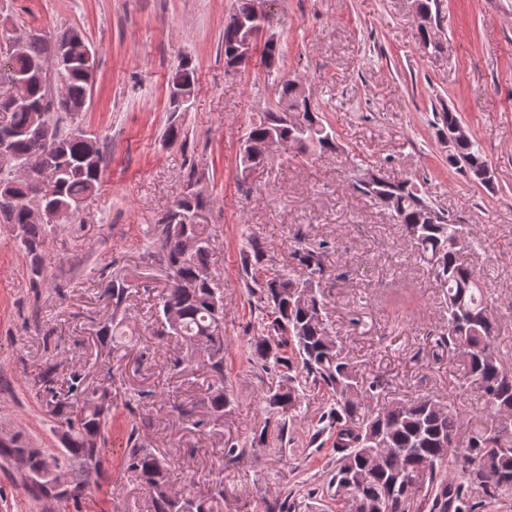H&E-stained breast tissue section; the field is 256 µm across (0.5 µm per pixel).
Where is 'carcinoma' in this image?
I'll list each match as a JSON object with an SVG mask.
<instances>
[{
    "instance_id": "cac0c4a2",
    "label": "carcinoma",
    "mask_w": 512,
    "mask_h": 512,
    "mask_svg": "<svg viewBox=\"0 0 512 512\" xmlns=\"http://www.w3.org/2000/svg\"><path fill=\"white\" fill-rule=\"evenodd\" d=\"M252 0H237L224 21V63L231 61L240 34L239 21L248 17ZM20 48L0 57V71L9 82L27 86L24 107L9 106L0 98V112L8 113L14 136L8 145L11 167L0 169V223L17 229V237L30 258L34 286L42 277L41 251L55 222L35 221L31 207L39 203L50 210L79 211L100 184L104 157L99 140L77 128L63 132L59 117L85 110L91 92L81 65L49 74L33 69L49 44L41 36L20 38ZM424 52H443L435 33L421 30ZM281 45H263L262 62L268 72L278 69ZM172 83L195 85L194 70L180 63ZM277 104L252 123L246 140L274 138L286 150L306 154L336 151V135L323 122L314 102L301 97L293 80L276 86ZM438 132L444 136L461 125L457 113H439ZM33 155L54 176L49 199L33 195L19 179L22 165ZM448 165L464 170L470 180L489 186L486 156L469 134L458 138L448 152ZM193 179L173 208L154 225L149 247L169 270L170 279L156 319L157 336H179L204 349L208 369L224 374V295L210 271V244L202 238L190 216L204 205L194 193ZM353 190L368 196L392 213L404 227L421 258L434 267L445 290L448 329L439 343L459 355L466 379L482 400V412L468 422L438 399L423 395L407 401L373 404L383 384L366 381L341 355L323 318L324 302L318 287L327 269V245L299 243L294 259L295 275L276 267L262 277L250 272L254 308L266 312L254 355L268 375L262 401L274 420H265L251 446L265 447L269 440H283L285 410L297 400L298 388L322 387L330 393L327 426L334 436L335 472L331 485L344 512H362L360 503L382 502V512H487L512 502V370L503 365L499 352V323L491 294L467 261L476 234L467 224L448 217L430 219L432 206L409 178L389 179L378 173L374 182H352ZM112 305V317L97 331L101 343L124 335L117 313L125 305L130 285L123 278L110 280L103 291ZM51 365L34 378L36 393L46 398L50 414L62 430L63 448L57 454L27 448L15 439L0 440V457L18 458L24 464V484L36 498L79 503L88 489L83 474L100 471L105 454L112 393L85 386L79 374L70 376L66 397L56 388ZM231 399L224 385L208 388L204 404L214 417L224 415ZM124 463L146 488L152 512H224V483L211 485L203 496L176 491L171 484L169 461L153 448L139 443L138 428H131L124 449ZM79 460L90 462L70 477L73 491L53 487L63 470Z\"/></svg>"
}]
</instances>
